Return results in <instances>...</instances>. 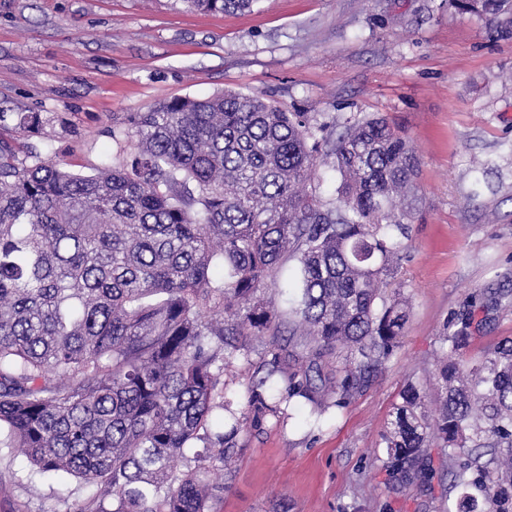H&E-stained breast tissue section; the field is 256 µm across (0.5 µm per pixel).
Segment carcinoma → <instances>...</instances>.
Here are the masks:
<instances>
[{
    "instance_id": "1",
    "label": "carcinoma",
    "mask_w": 512,
    "mask_h": 512,
    "mask_svg": "<svg viewBox=\"0 0 512 512\" xmlns=\"http://www.w3.org/2000/svg\"><path fill=\"white\" fill-rule=\"evenodd\" d=\"M175 2L241 12L261 0ZM448 6L512 36V0ZM9 120L42 134L37 112H0ZM124 136L122 164L93 177L0 141V431L38 473L94 488L78 512H213L206 473L249 422L294 398L319 416L346 406L398 346L408 311L387 288L418 160L383 116L350 115L334 137L308 112L233 92L160 103ZM321 164L340 174L331 202L311 190ZM287 256L303 283L288 334L309 349L297 368L257 296ZM480 325L473 311L447 325L439 413L408 386L382 434L384 466L399 487L427 489L446 467L456 512H512V340L468 360ZM250 335L268 337L271 359L237 414L220 376ZM217 411L229 430L210 425Z\"/></svg>"
}]
</instances>
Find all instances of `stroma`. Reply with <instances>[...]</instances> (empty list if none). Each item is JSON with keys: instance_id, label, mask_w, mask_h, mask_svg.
<instances>
[{"instance_id": "35a3bbf8", "label": "stroma", "mask_w": 512, "mask_h": 512, "mask_svg": "<svg viewBox=\"0 0 512 512\" xmlns=\"http://www.w3.org/2000/svg\"><path fill=\"white\" fill-rule=\"evenodd\" d=\"M224 91L310 113L339 131L352 112L402 127L419 160L421 204L401 281L409 317L369 387L319 425L292 401L235 439L216 512H455L441 487L393 486L381 435L408 384L427 412L439 339L468 306L512 295V38L446 0H261L250 12L199 13L173 0H0V112H37L44 137L0 139L82 176L121 163L113 132L134 112ZM512 338V302L472 340L477 358ZM220 385L242 410L262 336ZM76 479L48 478L0 447V512H73Z\"/></svg>"}]
</instances>
